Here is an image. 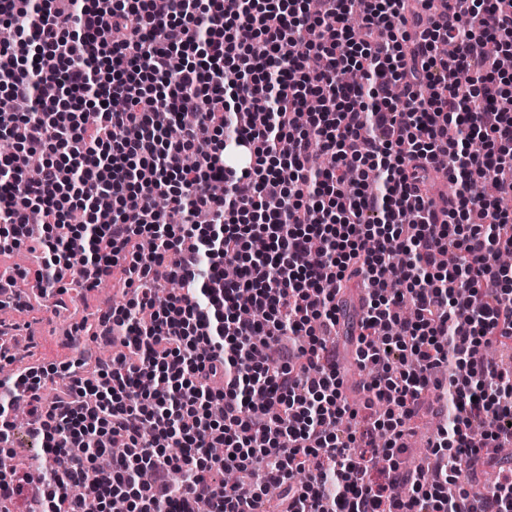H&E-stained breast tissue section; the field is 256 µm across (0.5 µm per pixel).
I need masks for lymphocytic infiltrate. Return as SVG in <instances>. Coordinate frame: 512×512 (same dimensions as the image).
Wrapping results in <instances>:
<instances>
[{"instance_id": "obj_1", "label": "lymphocytic infiltrate", "mask_w": 512, "mask_h": 512, "mask_svg": "<svg viewBox=\"0 0 512 512\" xmlns=\"http://www.w3.org/2000/svg\"><path fill=\"white\" fill-rule=\"evenodd\" d=\"M407 2L0 0V253L127 297L96 379H0V454L21 401L40 444L37 512H266L272 486L283 512H512V466L459 485L512 443V365L485 355L512 343V0ZM442 158L433 215L401 187ZM354 264L361 409L330 344ZM425 404L448 420L406 469Z\"/></svg>"}]
</instances>
